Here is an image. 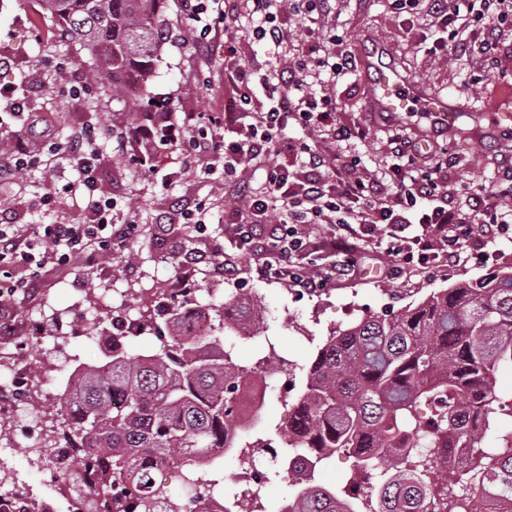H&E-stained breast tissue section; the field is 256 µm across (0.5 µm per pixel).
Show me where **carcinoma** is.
I'll list each match as a JSON object with an SVG mask.
<instances>
[{
	"label": "carcinoma",
	"mask_w": 512,
	"mask_h": 512,
	"mask_svg": "<svg viewBox=\"0 0 512 512\" xmlns=\"http://www.w3.org/2000/svg\"><path fill=\"white\" fill-rule=\"evenodd\" d=\"M42 14L101 64L88 79L133 111L146 114L147 89L127 93L123 76L148 82L169 30L167 0H39ZM161 307L170 337L149 354H112L101 367L82 369L60 400L62 441L69 462L62 478L84 485L98 476L92 512H184L196 478L181 479L182 495H166L157 482L163 461L177 456L197 464L224 452L236 433L243 397L240 383L253 366L236 361L235 343L210 331L199 336L185 321L184 301ZM218 328L252 318L255 308L231 300L205 305ZM265 365L301 370L304 389L292 405L287 445L330 462L350 448L358 456L350 483L371 473L377 480L376 512H470L472 502L493 496L499 512H512V430L492 432L495 421L512 425V396L502 394L497 373L512 367V270L484 283L463 282L433 292L390 318L367 317L327 337L316 355L298 366L269 344ZM431 406L426 430L414 425L421 405ZM487 448L463 462L464 484L448 479L438 456L420 450L425 439L452 448L469 420ZM343 499L316 489L302 492L293 512H345Z\"/></svg>",
	"instance_id": "carcinoma-1"
}]
</instances>
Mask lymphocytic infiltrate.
I'll use <instances>...</instances> for the list:
<instances>
[{
    "mask_svg": "<svg viewBox=\"0 0 512 512\" xmlns=\"http://www.w3.org/2000/svg\"><path fill=\"white\" fill-rule=\"evenodd\" d=\"M278 3L180 0L196 44L208 56L223 59L224 73L236 84L238 96L224 113L180 116L160 105L119 134L118 150L147 177L165 169L170 154L199 158L203 173L223 176L239 201L232 211L237 249L265 256L266 275L309 293L354 272L364 243L386 252L398 270L435 260L456 263L464 245L474 240L481 245L475 253L481 260L485 246L512 235L511 163L504 168L503 188L471 193L461 208L447 203V156L422 164V145L401 134L388 140L391 179L363 176L360 157L346 148L352 131L334 119L335 99L308 92L321 82H336L351 69L352 55L336 39H328L316 53L294 54L287 68L267 75L240 58L230 33L246 19L254 22V42L287 47ZM390 6L456 32L454 42L438 38L432 48L458 62L494 59L502 31L512 26V0H390ZM293 125L316 129L318 140L289 136ZM230 129L236 130V139H227ZM56 154L77 173L68 190L82 197L88 221L39 224L28 232L12 223L10 209H1V298L36 294L47 263H94L139 235L134 213L119 219L112 214V201L101 188L95 137L75 135ZM245 167L264 170L262 191H253L242 180ZM304 224H324L328 230L311 237L301 232ZM314 254L331 257V264L316 268L310 260Z\"/></svg>",
    "mask_w": 512,
    "mask_h": 512,
    "instance_id": "f902f5d3",
    "label": "lymphocytic infiltrate"
}]
</instances>
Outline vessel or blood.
<instances>
[{
  "label": "vessel or blood",
  "mask_w": 512,
  "mask_h": 512,
  "mask_svg": "<svg viewBox=\"0 0 512 512\" xmlns=\"http://www.w3.org/2000/svg\"><path fill=\"white\" fill-rule=\"evenodd\" d=\"M364 74V104L367 112L392 119L400 114L418 112L425 116V132L447 131L459 116L471 120L478 134L484 135L512 126V92L493 97L485 110L471 108L453 94L429 90L423 83L404 73L388 59L385 46L365 55L361 61Z\"/></svg>",
  "instance_id": "b4317fda"
}]
</instances>
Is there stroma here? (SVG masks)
I'll return each instance as SVG.
<instances>
[{
	"instance_id": "obj_1",
	"label": "stroma",
	"mask_w": 512,
	"mask_h": 512,
	"mask_svg": "<svg viewBox=\"0 0 512 512\" xmlns=\"http://www.w3.org/2000/svg\"><path fill=\"white\" fill-rule=\"evenodd\" d=\"M39 11L35 0H0V58L9 63L8 68H0V84L15 87L17 101L39 130L38 135L26 138L27 152L35 157V166L16 180L0 184V204L10 207L17 224L32 226L53 219L83 223L85 212L78 200L61 194L43 206L39 199L50 184L62 185L76 178L69 165L46 163L50 142L66 139L88 125L101 134L100 167L106 194L121 205L135 201L143 229L128 248L113 251L97 265L49 269L37 294L16 296L4 308L14 331L11 343L0 344V360L16 349H24L31 386L21 400L29 418L47 423L54 417L56 393L63 382L58 370L62 358L86 365L104 359L102 349L84 342L89 324L99 326L104 335H113L114 313L127 317L141 308L143 289H153L162 296L175 293L187 283L173 257L203 241L177 220L170 224L164 245H157L153 225L156 215L171 212L177 198L191 205L204 204L210 215L204 242L225 247L233 238L225 213L234 202L223 179L203 175L200 166L174 160L173 167L181 175L165 188L128 165L114 151V142L107 134L125 130L135 122V114L123 102L105 95L99 84L88 81L94 60L79 45L67 41L64 31L50 18L40 17ZM280 12L292 32L293 43L309 38L322 41L334 34L357 60L374 44H387L396 61L416 80L432 90L455 93L477 109L498 92L512 89V39H502L495 67L485 76L478 64L455 62L441 51H416L417 40L435 39L437 31L409 20L407 14L394 12L387 0H336L334 10L313 25L298 12L297 0H282ZM167 14L170 35L147 82L150 96L166 102L176 112L223 111L225 101L237 94L235 85L224 76L223 59L205 56L186 42L179 0H169ZM478 75L483 78L479 84L474 81ZM326 92L337 100V120L365 133L364 138L355 140L353 153L369 170L379 171L386 160L389 137L410 132L414 119L403 115L388 126L374 122L363 110V77L357 67L329 85ZM457 125L444 143L445 149L457 157L448 179V198L454 202L478 187L496 188L500 165L512 158V136L495 141L476 137L465 116ZM262 262L257 255L240 257L236 260L239 274L234 278H217L199 271L189 282L194 287L193 300L200 303L221 302L232 293L260 304L251 339L237 343L236 359L243 365L255 363L271 343L289 360L306 362L333 331L366 316L386 315L456 283L511 270L512 242L498 243L484 261L465 255L451 267H414L396 276L390 273V258L367 246L358 254L354 273L316 293H302L286 281L268 278L261 271ZM130 263L135 266L131 273L126 270ZM10 432L15 437L11 454L16 472L33 487L50 490V478L31 462L23 423L11 425Z\"/></svg>"
}]
</instances>
